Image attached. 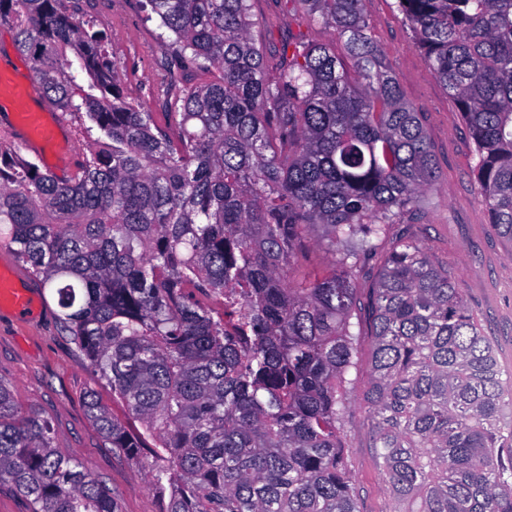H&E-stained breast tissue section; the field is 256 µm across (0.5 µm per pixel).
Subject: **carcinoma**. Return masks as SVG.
Segmentation results:
<instances>
[{
  "label": "carcinoma",
  "instance_id": "obj_1",
  "mask_svg": "<svg viewBox=\"0 0 512 512\" xmlns=\"http://www.w3.org/2000/svg\"><path fill=\"white\" fill-rule=\"evenodd\" d=\"M343 41L285 40L276 74L250 0H146L165 45L163 122L127 101L108 25L84 0H0V25L58 110L89 124L83 164L41 170L0 136V243L52 288L58 320L140 421L90 417L149 460L164 512H359L343 455L348 375L370 326L363 403L401 512H512L503 375L448 268L399 236L368 303L355 281L432 189L420 113L372 40L364 0H302ZM475 144L489 222L512 245V0H397ZM207 79L179 86V76ZM327 228V275H294ZM30 512H121L0 380V483Z\"/></svg>",
  "mask_w": 512,
  "mask_h": 512
}]
</instances>
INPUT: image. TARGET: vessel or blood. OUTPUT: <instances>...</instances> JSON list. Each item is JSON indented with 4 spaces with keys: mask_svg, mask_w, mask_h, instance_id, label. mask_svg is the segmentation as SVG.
<instances>
[{
    "mask_svg": "<svg viewBox=\"0 0 512 512\" xmlns=\"http://www.w3.org/2000/svg\"><path fill=\"white\" fill-rule=\"evenodd\" d=\"M34 93L33 82L14 80L0 71V109H12V116L0 123V132L20 145L26 152L42 157L62 134V122H50L42 108L29 106ZM40 300L20 275L12 261H0V312L8 313L15 320L28 322L39 316Z\"/></svg>",
    "mask_w": 512,
    "mask_h": 512,
    "instance_id": "b4317fda",
    "label": "vessel or blood"
}]
</instances>
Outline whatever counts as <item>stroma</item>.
Returning a JSON list of instances; mask_svg holds the SVG:
<instances>
[{"mask_svg":"<svg viewBox=\"0 0 512 512\" xmlns=\"http://www.w3.org/2000/svg\"><path fill=\"white\" fill-rule=\"evenodd\" d=\"M255 33L270 49L289 36L330 43L345 70L353 62L337 36L310 18L300 0H251ZM374 42L406 100L420 112L434 148L438 177L418 206L403 212L374 241L373 267H381L396 233L422 244L448 267L468 306L494 346L504 373L512 374V246L491 226L479 186L468 129L396 6V0H364ZM91 15L109 25L110 49L124 64L125 87L133 104L158 110L156 101L164 51L159 20H146L139 0H92ZM47 311L41 321L20 325L0 315V378L11 383L22 406H36L51 422L59 451L102 477L121 512H163V498L149 489L147 469L119 455L104 439L85 407L96 391L119 419L125 409L112 401V389L83 359L57 319L51 289L40 288ZM365 372L354 374L345 414V456L358 492L359 512H394L372 448V421L362 402Z\"/></svg>","mask_w":512,"mask_h":512,"instance_id":"1","label":"stroma"}]
</instances>
